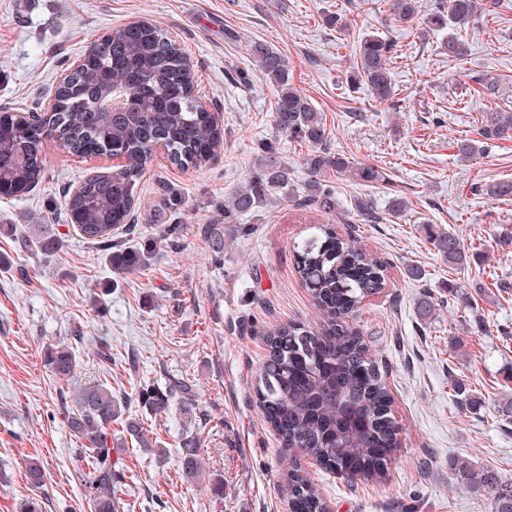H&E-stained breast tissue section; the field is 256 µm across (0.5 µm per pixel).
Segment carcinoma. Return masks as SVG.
Segmentation results:
<instances>
[{"label":"carcinoma","instance_id":"1","mask_svg":"<svg viewBox=\"0 0 512 512\" xmlns=\"http://www.w3.org/2000/svg\"><path fill=\"white\" fill-rule=\"evenodd\" d=\"M501 0H431L421 11L420 0H391L390 10L401 21L424 14L430 30L453 26L456 33L440 43V53L454 61L468 55L462 36L475 21L494 14ZM396 43L365 35L355 42L354 63L346 84L364 85L379 102H393L390 63ZM251 55L277 88L273 121L277 130L314 147L306 158L310 179L304 198L323 211L339 208V201L323 184L332 170L363 184L385 180L383 168L354 164L349 158L323 148L326 132L320 113L292 83L288 62L266 44L255 43ZM63 110L46 124L18 126L0 120V197L22 199L42 179L45 169V128H50L72 155L97 156L114 152L125 164L112 172L89 176L67 199L70 224L90 244L108 250L116 271H132L146 263L145 252L112 251V232L129 223L135 185L145 172L158 144L168 160L195 169L214 157L224 143V130L208 112L198 109L194 69L179 42L150 23L128 24L112 32L102 44L85 52V65L70 84L57 88ZM478 135L486 141L512 140V112L484 116ZM293 191L288 165L270 148L258 161L243 186L224 201V223L234 224L244 213L266 207ZM492 199L512 198V179L485 187ZM357 215L369 222L379 219L375 198L354 201ZM429 239L453 266H463L468 255L459 236L429 229ZM297 272L309 290L318 312L316 325L287 323L266 336L267 355L260 370L256 393L267 422L282 447L297 448L314 458L329 473L353 477L355 470L374 479L387 477L389 453L398 447L399 429L391 413V395L383 374L359 330L349 319L361 304L387 286V267L368 256L351 237L344 238L330 224L310 227L309 234L293 246ZM45 363L60 380H73L78 356L73 346L47 348ZM138 402L148 416L167 411L178 398L191 407L197 389L192 380L171 377L165 387L142 386ZM126 401L112 395L102 381L72 387L70 403L62 415L80 441L79 477L89 512H117L112 485L126 439L142 448H155L145 419L123 416ZM200 441L187 440L181 448V467L189 479L202 475ZM460 489L490 499L494 512H512V483L491 468L476 469L466 458L453 462ZM27 484L39 490L45 484V467L38 459L26 464ZM282 492L290 512H325L326 504L301 465L293 461Z\"/></svg>","mask_w":512,"mask_h":512}]
</instances>
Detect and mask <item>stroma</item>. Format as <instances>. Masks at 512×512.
Wrapping results in <instances>:
<instances>
[{"mask_svg":"<svg viewBox=\"0 0 512 512\" xmlns=\"http://www.w3.org/2000/svg\"><path fill=\"white\" fill-rule=\"evenodd\" d=\"M336 12L346 31L323 24ZM136 20L186 49L224 146L189 171L154 152L137 186L132 231L112 235L116 248L152 254L130 274L113 272L106 251L66 224L68 192L113 161L76 158L50 140L30 196L0 198V253L11 258L0 268V512H17L36 494L45 512H87L76 477L80 442L61 414L67 385L42 361L46 345L71 341L79 380L102 379L117 399L173 376L197 386L193 408L175 399L152 420L159 447L127 443V474L113 485L120 512H285L282 485L295 454L265 422L254 385L266 333L318 320L291 253L314 224L335 225L387 264V287L354 323L399 425L384 481H347L306 465L322 498L331 512H492L489 499L460 490L451 463L466 457L512 482V200L484 194L487 183L512 178V141L489 143L468 161L456 142L476 138L485 113L512 111V0L470 27L469 55L452 62L438 52L441 34L426 33L421 19H396L387 0H0V109H42L69 60ZM370 34L400 49L397 105L346 84L353 42ZM254 42L285 57L323 117L330 151L384 168V182L367 186L330 171L324 182L339 211L307 204L312 147L277 131L276 90L249 51ZM480 74L501 80L499 96L483 94ZM268 146L288 165L292 195L226 228L225 197ZM367 193L382 206L403 197L408 207L367 222L353 209ZM431 225L459 235L464 268L449 267L430 243ZM41 234L58 247H27ZM412 267L422 279L410 277ZM95 297L103 311L91 308ZM426 300L432 311L423 317ZM102 341L112 348L106 365L96 355ZM190 437L200 441L204 470L196 483L181 472ZM33 458L47 470L37 492L24 476Z\"/></svg>","mask_w":512,"mask_h":512,"instance_id":"obj_1","label":"stroma"}]
</instances>
